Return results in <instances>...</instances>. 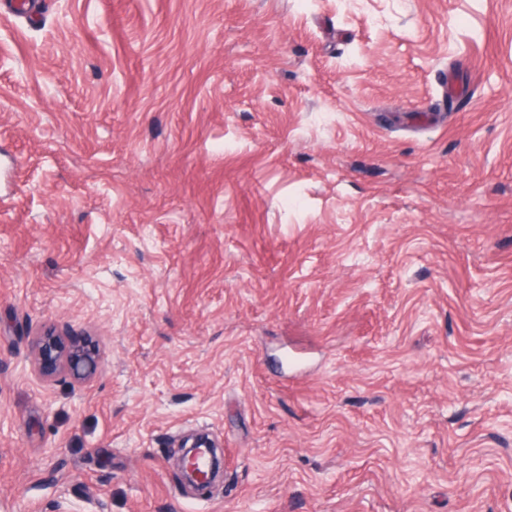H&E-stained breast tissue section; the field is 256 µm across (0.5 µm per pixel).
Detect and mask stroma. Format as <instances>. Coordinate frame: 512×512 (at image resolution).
<instances>
[{
    "mask_svg": "<svg viewBox=\"0 0 512 512\" xmlns=\"http://www.w3.org/2000/svg\"><path fill=\"white\" fill-rule=\"evenodd\" d=\"M10 2L0 512H512V0ZM30 355L42 376L70 378L76 382L95 375L100 360V350L88 336H60L52 332L34 340ZM179 448H182L179 468L181 482L197 488L198 491L206 490L223 471L222 460L217 456L214 449L218 446L205 435H195L185 438ZM201 448H204L208 454L210 481L205 483L200 482L202 475L194 466L196 457L202 453Z\"/></svg>",
    "mask_w": 512,
    "mask_h": 512,
    "instance_id": "35a3bbf8",
    "label": "stroma"
}]
</instances>
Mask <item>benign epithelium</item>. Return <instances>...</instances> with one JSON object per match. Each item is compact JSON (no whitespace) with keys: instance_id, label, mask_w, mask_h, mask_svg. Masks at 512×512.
Segmentation results:
<instances>
[{"instance_id":"1","label":"benign epithelium","mask_w":512,"mask_h":512,"mask_svg":"<svg viewBox=\"0 0 512 512\" xmlns=\"http://www.w3.org/2000/svg\"><path fill=\"white\" fill-rule=\"evenodd\" d=\"M30 355L42 376L70 378L76 382L85 381L95 375L100 360V350L89 337L60 336L52 332L34 340ZM180 448L181 482L199 491L207 489L209 483L201 482V474L195 467V459L201 453H207L210 479H215L223 471L222 460L215 451L216 443L205 435H195L185 438Z\"/></svg>"}]
</instances>
